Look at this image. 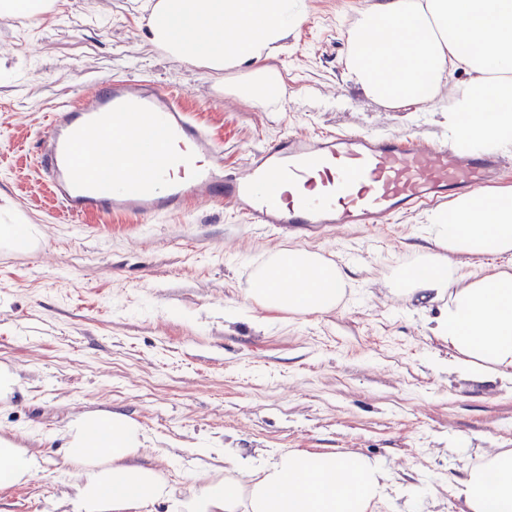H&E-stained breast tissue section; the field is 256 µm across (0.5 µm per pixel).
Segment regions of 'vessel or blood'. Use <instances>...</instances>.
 Instances as JSON below:
<instances>
[{"label":"vessel or blood","instance_id":"obj_1","mask_svg":"<svg viewBox=\"0 0 512 512\" xmlns=\"http://www.w3.org/2000/svg\"><path fill=\"white\" fill-rule=\"evenodd\" d=\"M85 139L119 150L120 158L108 167L81 163L76 146ZM505 165L492 150L340 131L286 135L228 169L168 92L137 79L112 83L81 109L59 106L39 153L41 174L72 219L90 212L157 218L191 202H219L246 223L289 235L322 224H388L494 183ZM141 168L151 169L150 182L138 177ZM314 179L318 194H301ZM283 184L295 194L280 193Z\"/></svg>","mask_w":512,"mask_h":512}]
</instances>
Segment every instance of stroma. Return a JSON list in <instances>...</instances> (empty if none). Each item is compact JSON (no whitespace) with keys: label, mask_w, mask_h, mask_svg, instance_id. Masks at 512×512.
I'll return each instance as SVG.
<instances>
[{"label":"stroma","mask_w":512,"mask_h":512,"mask_svg":"<svg viewBox=\"0 0 512 512\" xmlns=\"http://www.w3.org/2000/svg\"><path fill=\"white\" fill-rule=\"evenodd\" d=\"M142 3L54 0L36 20L0 12V225H33L37 239L25 252L0 242V364L24 387L0 403V433L43 459L39 478L0 492V512H64L66 425L108 411L139 423L148 446L137 464L162 468L180 492L194 476L223 475L228 448L268 463L354 450L389 470L400 512H459L453 475L489 449H512V393L450 370L427 313L390 291L393 259L411 261L425 244L426 212L297 238L220 204L67 223L35 173L48 113L130 76L174 94L228 168L290 132L447 138L449 92L422 108L370 100L343 77L345 31L364 0H307L271 61L288 97L255 106L224 90L239 71L152 46ZM288 248L344 268L355 284L348 304L275 312L263 327L225 320L226 307H250L253 268ZM406 485L415 500L400 497Z\"/></svg>","instance_id":"stroma-1"}]
</instances>
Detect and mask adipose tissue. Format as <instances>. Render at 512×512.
I'll return each mask as SVG.
<instances>
[{
  "label": "adipose tissue",
  "instance_id": "1",
  "mask_svg": "<svg viewBox=\"0 0 512 512\" xmlns=\"http://www.w3.org/2000/svg\"><path fill=\"white\" fill-rule=\"evenodd\" d=\"M305 14L304 0H157L150 43L186 64L247 67L231 94L257 105L288 89L268 61ZM345 76L391 109L433 102L451 88L448 138L462 148H512V0H367L346 30ZM465 78L450 79L456 72ZM503 107L492 120L486 102ZM417 262L396 263L393 288L419 309H436L430 334L454 355L453 371L512 384V274L470 266L512 254V193L478 192L435 212ZM350 281L339 265L305 249L270 254L253 273L261 312L308 314L338 307ZM72 467L70 512H377L391 476L353 451H297L270 467L242 450L224 451V474L174 494L161 469L136 465L147 438L119 412L87 413L64 432ZM41 458L0 438V490L42 473ZM461 512H512V451L467 465L455 486Z\"/></svg>",
  "mask_w": 512,
  "mask_h": 512
}]
</instances>
